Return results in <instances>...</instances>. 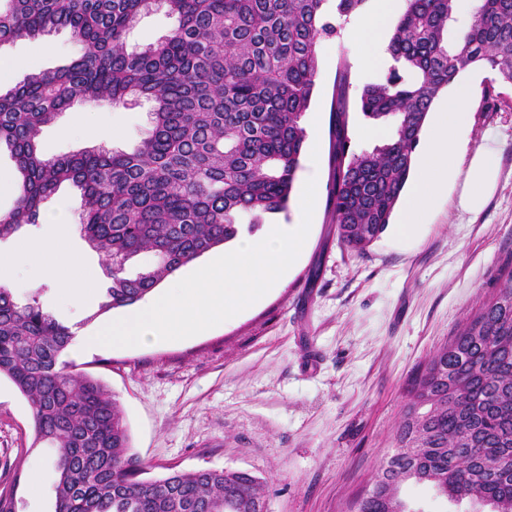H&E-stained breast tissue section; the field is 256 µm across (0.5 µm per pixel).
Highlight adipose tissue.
Segmentation results:
<instances>
[{
    "mask_svg": "<svg viewBox=\"0 0 512 512\" xmlns=\"http://www.w3.org/2000/svg\"><path fill=\"white\" fill-rule=\"evenodd\" d=\"M399 0H378V6L365 23L353 34L364 51L365 58L376 60L381 54L378 34L390 23L398 21L401 12ZM470 88L467 83H455L447 98L441 100L432 131L419 158V175L409 192L403 210L402 229L411 231L421 224L424 216L441 199L443 189L456 175V134L466 126L469 118ZM497 142L485 137L472 157L460 199L461 207L479 212L493 192L498 167ZM19 264L45 267L58 290L72 300L86 299L95 286V274L68 249L63 240L52 246L38 240H29L8 253H0V285L11 287L7 272Z\"/></svg>",
    "mask_w": 512,
    "mask_h": 512,
    "instance_id": "obj_1",
    "label": "adipose tissue"
}]
</instances>
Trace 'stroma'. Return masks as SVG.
Returning <instances> with one entry per match:
<instances>
[{
  "label": "stroma",
  "instance_id": "1",
  "mask_svg": "<svg viewBox=\"0 0 512 512\" xmlns=\"http://www.w3.org/2000/svg\"><path fill=\"white\" fill-rule=\"evenodd\" d=\"M176 25L166 8L142 12L127 33L128 49L165 38ZM82 53L70 29L0 46V89L36 70L68 65ZM318 73L303 117L306 144L294 183L314 176L320 204L307 245L289 275L235 318L200 336L162 344L69 347L67 358L101 380L115 396L131 446L153 476L167 468L247 471L266 483L269 512H354L360 495L394 450L397 427L410 400L412 378L454 336L478 303L491 296L512 265V87L487 69L465 78L473 89L470 121L459 135L458 166L467 169L484 137L498 141L496 188L480 212L459 205L462 179L449 182L436 209L411 234L400 232V212L365 253L343 246L329 206L331 105L340 61L350 66V97L382 80L392 60H362L348 36L317 47ZM24 59L21 68L15 59ZM155 102L140 96L121 106L75 102L43 127L45 157L103 147L131 150L147 133ZM65 208L72 250L97 272L93 294L64 304L38 267L10 273L12 294L43 307L73 330L88 328L98 309L103 259L82 238L78 189L63 185L45 200L42 217L23 236L0 242L12 250L23 239H48L58 225L45 217ZM31 410L11 381L0 379V485L24 455L26 477L19 512H53L54 474L32 448ZM36 474L40 491L27 477Z\"/></svg>",
  "mask_w": 512,
  "mask_h": 512
}]
</instances>
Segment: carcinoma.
<instances>
[{
	"label": "carcinoma",
	"mask_w": 512,
	"mask_h": 512,
	"mask_svg": "<svg viewBox=\"0 0 512 512\" xmlns=\"http://www.w3.org/2000/svg\"><path fill=\"white\" fill-rule=\"evenodd\" d=\"M158 0H0V45L68 27L81 57L36 70L0 94V146L21 184L0 219V241L36 223L64 182L82 193L81 236L105 257L96 318L132 306L167 277L288 210L305 144L302 117L318 71L317 46L338 37L365 0H163L177 26L128 51L127 31ZM455 0H406L384 80L363 87L362 114L394 123L391 140L349 153V65L336 72L330 206L340 242L363 253L379 238L408 180L439 92L480 66L512 86V0H478L468 31L448 41ZM152 97L151 129L132 150L103 147L43 157L41 128L76 101L123 104ZM253 216L247 228L237 222ZM154 262L129 275L126 263ZM75 333L38 297L17 302L0 286V377L31 409L32 447L56 474L53 512H257L264 483L240 471L172 470L147 476L130 452L115 397L64 359ZM397 431L403 456L387 460L357 512H395L406 482L450 500L512 512V268L412 381ZM24 457L0 488V512H16Z\"/></svg>",
	"instance_id": "obj_1"
}]
</instances>
